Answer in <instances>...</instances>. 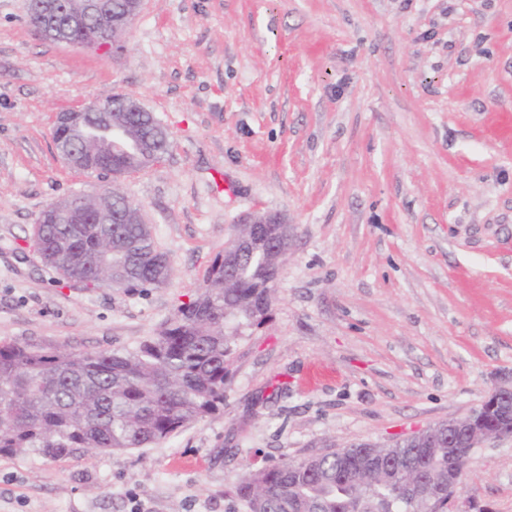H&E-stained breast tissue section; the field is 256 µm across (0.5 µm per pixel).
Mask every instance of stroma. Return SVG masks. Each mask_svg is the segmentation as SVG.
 Masks as SVG:
<instances>
[{
	"mask_svg": "<svg viewBox=\"0 0 512 512\" xmlns=\"http://www.w3.org/2000/svg\"><path fill=\"white\" fill-rule=\"evenodd\" d=\"M123 45L44 39L0 0V341L135 349L255 208L287 215L288 258L222 411L146 448L0 456V512H246V466L391 445L512 375V0H146ZM114 94L170 133L119 181L173 268L145 295L60 282L29 240L102 184L54 114ZM460 508L512 512V438L475 450Z\"/></svg>",
	"mask_w": 512,
	"mask_h": 512,
	"instance_id": "obj_1",
	"label": "stroma"
}]
</instances>
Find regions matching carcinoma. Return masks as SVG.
<instances>
[{
    "label": "carcinoma",
    "mask_w": 512,
    "mask_h": 512,
    "mask_svg": "<svg viewBox=\"0 0 512 512\" xmlns=\"http://www.w3.org/2000/svg\"><path fill=\"white\" fill-rule=\"evenodd\" d=\"M102 104L134 133L157 121L149 111H123L110 97ZM81 149L86 173L98 175L136 154L117 145L109 153ZM258 241L252 255L228 261L218 253L196 297L133 350L44 351L1 341L0 455L144 448L223 410L232 344L241 326L270 311L283 264L273 229L261 230ZM32 242L48 268L87 289L143 295L171 275L147 224H41L32 229ZM363 451L359 445L345 459L324 452L303 468L250 467L235 495L247 512H448V485L460 466L448 456V436L426 447L406 438L380 449L400 458L402 468L433 477L441 494L430 502L411 495L385 464L364 470Z\"/></svg>",
    "instance_id": "cac0c4a2"
}]
</instances>
